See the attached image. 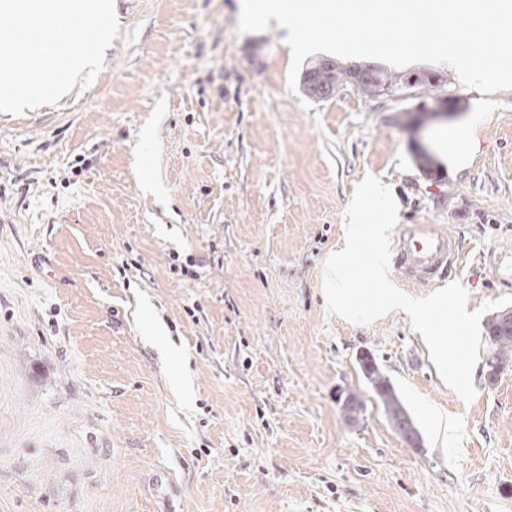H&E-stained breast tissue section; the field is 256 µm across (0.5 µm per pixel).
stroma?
Wrapping results in <instances>:
<instances>
[{
    "label": "stroma",
    "mask_w": 512,
    "mask_h": 512,
    "mask_svg": "<svg viewBox=\"0 0 512 512\" xmlns=\"http://www.w3.org/2000/svg\"><path fill=\"white\" fill-rule=\"evenodd\" d=\"M114 8L90 84L0 113V512H512V368L491 385L477 363L464 402L405 316L349 324L321 288L373 175L398 223L446 225L468 252L448 277L468 310L512 297L494 272L512 265V90L483 111L447 69L386 64L400 87L317 99L290 87L278 26L239 30L240 0ZM448 98L459 117L418 136L429 174L409 113ZM458 126L461 165L440 153ZM360 368L365 378L371 384L373 392L380 400L387 417L394 427L401 432L400 427L402 428L403 424L408 421L413 430L420 437L419 430L403 404L393 383L381 371L375 358L369 354L362 355L360 359Z\"/></svg>",
    "instance_id": "stroma-1"
}]
</instances>
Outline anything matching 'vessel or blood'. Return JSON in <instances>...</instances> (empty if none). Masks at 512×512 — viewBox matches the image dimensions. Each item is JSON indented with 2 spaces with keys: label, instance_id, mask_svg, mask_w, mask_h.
Masks as SVG:
<instances>
[{
  "label": "vessel or blood",
  "instance_id": "b4317fda",
  "mask_svg": "<svg viewBox=\"0 0 512 512\" xmlns=\"http://www.w3.org/2000/svg\"><path fill=\"white\" fill-rule=\"evenodd\" d=\"M462 251L442 224L402 225L394 244V267L406 282L429 286L459 268Z\"/></svg>",
  "mask_w": 512,
  "mask_h": 512
}]
</instances>
